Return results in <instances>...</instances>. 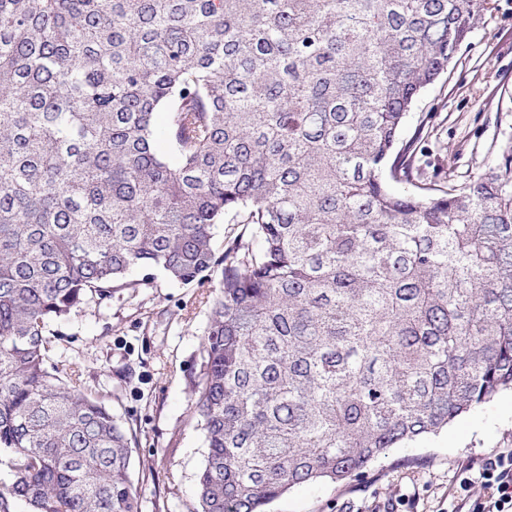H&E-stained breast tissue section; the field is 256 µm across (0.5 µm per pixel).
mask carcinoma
I'll return each mask as SVG.
<instances>
[{
	"label": "carcinoma",
	"instance_id": "1",
	"mask_svg": "<svg viewBox=\"0 0 512 512\" xmlns=\"http://www.w3.org/2000/svg\"><path fill=\"white\" fill-rule=\"evenodd\" d=\"M495 8L0 0V512H139L136 432L50 352L153 269L213 284L199 512L343 482L512 390V147L436 190L400 144ZM219 224L249 234L220 253Z\"/></svg>",
	"mask_w": 512,
	"mask_h": 512
}]
</instances>
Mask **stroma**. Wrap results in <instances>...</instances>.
Returning a JSON list of instances; mask_svg holds the SVG:
<instances>
[{"label": "stroma", "mask_w": 512, "mask_h": 512, "mask_svg": "<svg viewBox=\"0 0 512 512\" xmlns=\"http://www.w3.org/2000/svg\"><path fill=\"white\" fill-rule=\"evenodd\" d=\"M456 51L442 80L408 118L423 126L419 178L440 188L485 170L512 142V0H496ZM201 288L156 274L137 296L81 307L63 323L55 352L95 395H108L134 429L132 478L140 512H197V474L206 445L192 413L208 307ZM512 450V391L404 448L390 449L343 483L289 490L267 512H447L462 465Z\"/></svg>", "instance_id": "35a3bbf8"}]
</instances>
